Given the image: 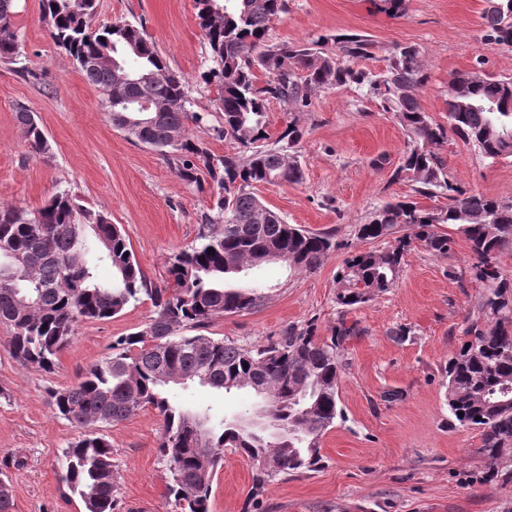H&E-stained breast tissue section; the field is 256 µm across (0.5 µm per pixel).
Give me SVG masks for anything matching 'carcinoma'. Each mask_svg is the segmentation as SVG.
I'll use <instances>...</instances> for the list:
<instances>
[{
  "label": "carcinoma",
  "instance_id": "1",
  "mask_svg": "<svg viewBox=\"0 0 512 512\" xmlns=\"http://www.w3.org/2000/svg\"><path fill=\"white\" fill-rule=\"evenodd\" d=\"M484 12V40L512 47V0ZM198 18L216 68L214 99L221 132L240 147L216 154L189 136L188 123L203 116L187 109L189 82L173 71L148 39L144 26L127 20L95 27L97 0H42L50 37L83 78L102 93L132 101L161 100L152 117L112 105V127L162 154L189 183L207 177L216 186L214 214L203 216L197 243L168 257V282L160 288L142 271L121 226L101 211L63 191L41 208L0 206V324L11 330V351L23 366L49 371L70 345L81 322L106 320L127 306L150 301L154 313L143 328L116 337L105 358L69 388L49 392L55 413L80 430L62 451L61 481L78 496L84 512H117L120 474L112 444L100 429L144 408L158 411L164 432L158 457L167 473L166 497L173 512H209L215 474L229 449L258 464L257 495L279 474L313 471L322 462L321 439L343 416L338 380L341 351L358 335L348 311L394 288L404 254L418 243L446 255L455 243L447 224L469 244L476 262L472 279L488 284L463 329L465 340L448 361V413L459 426L480 432L478 453L489 477L512 459V284L495 260L512 249V203L486 195H465L449 178L439 146L450 137L477 146L492 161L512 156V80L488 75L475 81L458 73L450 85L448 125L436 123L418 100L427 80L416 45L394 49L384 72L357 70L352 62L373 54L374 43L357 34L320 35L301 43H268L271 24L288 12V0H197ZM15 0H0V62L16 64L20 47L14 26ZM153 78L122 84L127 75ZM264 80H259L258 74ZM354 86L392 114L407 136L393 178L416 184L426 198L377 205L358 240H387L383 249L351 254L338 272L336 304L341 307L332 336H316L314 323L289 326L258 348L195 334L216 317L252 311L264 302L250 287L226 279L278 260L305 273L318 270L336 248L334 233L310 232L289 224L259 199L264 184H300L304 170L298 145L303 133L291 122L274 140L267 132V103L290 112L310 107L325 89ZM30 151L50 147L35 114L15 112ZM112 266V282L100 283L94 261ZM198 383L227 393L261 392L266 412L288 426L269 440L236 419L210 424L206 413L172 404L168 387ZM13 488L0 471V512H13Z\"/></svg>",
  "mask_w": 512,
  "mask_h": 512
}]
</instances>
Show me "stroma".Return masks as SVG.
Listing matches in <instances>:
<instances>
[{"instance_id":"stroma-1","label":"stroma","mask_w":512,"mask_h":512,"mask_svg":"<svg viewBox=\"0 0 512 512\" xmlns=\"http://www.w3.org/2000/svg\"><path fill=\"white\" fill-rule=\"evenodd\" d=\"M486 6V0H406L403 15L391 16L372 0H288L268 38L299 43L320 35H362L375 50L358 65L375 72L386 68L396 46L417 45L428 75L420 105L444 124L452 74L479 66L512 77V48L483 39ZM197 12L196 0H97L95 21L143 22L170 67L190 83L189 109L204 117L191 126V135L215 153H234L237 144L218 132L216 90L202 79L212 62ZM14 23L28 72L0 64V204L35 210L56 192L70 191L120 225L148 279L164 284L168 256L195 241L201 216L213 203L210 180L197 186L182 180L158 153L113 129L102 93L50 38L40 0H16ZM22 106L35 113L49 154L29 153L15 119ZM267 112L270 137L291 120L302 127L305 179L261 186L260 199L287 223L334 231L336 249L311 274L271 263L237 275L240 283H263V305L215 318L203 333L245 347L266 345L288 326L310 322L318 336H330L339 310L337 273L360 246L357 225L381 202L415 195L413 182L392 177L405 132L358 89L321 91L304 112H286L275 101ZM441 153L467 194L512 203V156L492 162L458 140L444 144ZM472 261L461 237L445 256L412 247L395 287L347 314L359 333L345 346L343 418L321 440V467L276 476L255 497L253 463L225 452L210 512H512V460L501 463L498 478H489L478 431L459 427L446 403L448 360L483 291L468 275ZM151 314L144 302L114 318L80 324L49 372L19 365L10 354L11 333L0 326V464L10 465L13 512H83L60 480L62 450L79 431L55 414L49 391L75 385L106 356L114 337L138 330ZM400 329L405 339L396 338ZM170 393L185 408L224 419L252 414L262 404L252 392L228 394L198 384ZM105 434L121 475L119 512H170L166 472L157 457L163 434L158 412L140 410Z\"/></svg>"}]
</instances>
